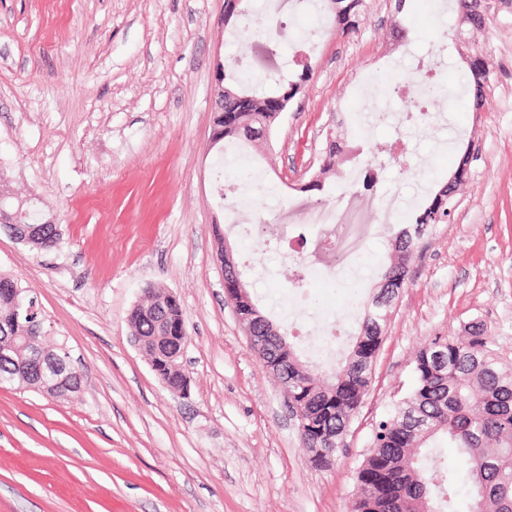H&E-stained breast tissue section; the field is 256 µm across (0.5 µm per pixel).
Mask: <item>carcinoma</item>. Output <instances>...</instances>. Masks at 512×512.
<instances>
[{"instance_id": "obj_1", "label": "carcinoma", "mask_w": 512, "mask_h": 512, "mask_svg": "<svg viewBox=\"0 0 512 512\" xmlns=\"http://www.w3.org/2000/svg\"><path fill=\"white\" fill-rule=\"evenodd\" d=\"M336 27L356 26L362 0H324ZM466 23L481 27L477 0H458ZM224 84V117L214 120L225 139H250L271 129L284 103L300 92L309 78L307 65L297 78L267 92L248 83L229 67ZM486 62L469 64L476 100L482 101ZM344 150L332 141L322 159L320 174H333ZM467 171L458 167L431 203L415 219V227L399 228L388 265L380 276V289L361 318L359 335L345 360L313 377L298 360L286 337L276 335L280 369L277 380L288 378V392L301 417L298 435L310 459L319 466L332 456L326 439L336 436V448L354 414L368 394L374 361L383 340L388 308L407 282L408 263L428 224H440L450 215L451 199ZM33 225L41 234L30 244L37 251L59 248V225L45 224L27 203L11 196L0 200V227ZM13 277L0 275V347L29 335L26 321L13 316ZM132 332L142 337L143 353L155 365L158 377L173 389L187 383L182 372L187 332L177 297L160 286L145 291L143 303L132 309ZM456 449L450 464L437 453L438 444ZM467 499L468 512H512V368L503 366L489 350L487 330L470 323L463 334L448 340L438 337L416 353L412 384L407 397L386 420L379 423L368 456L360 466L352 494L351 512H459V496Z\"/></svg>"}]
</instances>
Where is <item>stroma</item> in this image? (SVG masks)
Here are the masks:
<instances>
[{
  "label": "stroma",
  "instance_id": "obj_1",
  "mask_svg": "<svg viewBox=\"0 0 512 512\" xmlns=\"http://www.w3.org/2000/svg\"><path fill=\"white\" fill-rule=\"evenodd\" d=\"M481 8L479 28L441 14L437 0L400 11L363 0L353 32L303 20L316 45L310 77L276 128L237 144L244 159L230 178L260 168L271 209L335 202L338 176L302 189L332 139L359 150L404 202L416 180L439 190L472 153L450 217L427 228L409 263L345 445L320 469L224 293L223 241L240 270L263 262L264 279H246L254 303L303 364L326 371L314 337L288 323L295 269L280 255L279 224L254 229L248 199L239 225L226 224L216 196L228 147L212 142L216 67L251 56L250 40L229 38L251 17L225 21L224 0H0V179L63 235L58 250L38 252L0 232V273L37 299L48 344L64 345L83 375L62 398L0 384V512H350L372 432L405 398L417 349L478 322L512 367V0ZM409 49L447 55L454 142L408 177L384 152L397 126L367 134L358 115L378 80L377 108L413 111L424 74L402 95L391 86ZM471 54L489 65L480 104L461 88ZM367 223L360 282L309 278L307 306L340 317L370 305L393 233L377 215ZM153 285L185 313L184 394L131 341L130 311Z\"/></svg>",
  "mask_w": 512,
  "mask_h": 512
}]
</instances>
